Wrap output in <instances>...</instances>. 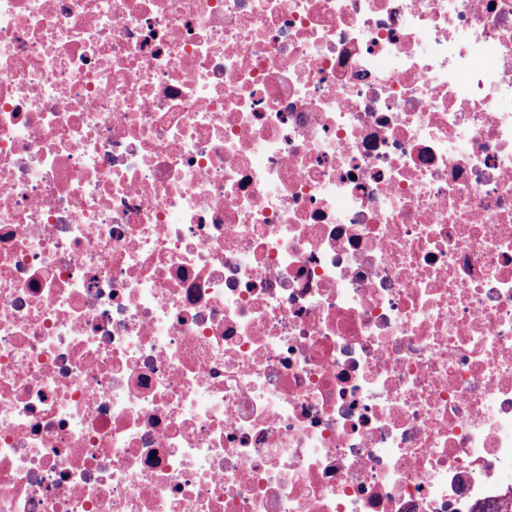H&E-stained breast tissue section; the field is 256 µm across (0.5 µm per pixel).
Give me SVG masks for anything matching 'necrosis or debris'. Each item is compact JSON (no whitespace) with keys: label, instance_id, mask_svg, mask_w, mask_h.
<instances>
[{"label":"necrosis or debris","instance_id":"4bbe7bcc","mask_svg":"<svg viewBox=\"0 0 512 512\" xmlns=\"http://www.w3.org/2000/svg\"><path fill=\"white\" fill-rule=\"evenodd\" d=\"M0 512H512V0H0Z\"/></svg>","mask_w":512,"mask_h":512}]
</instances>
